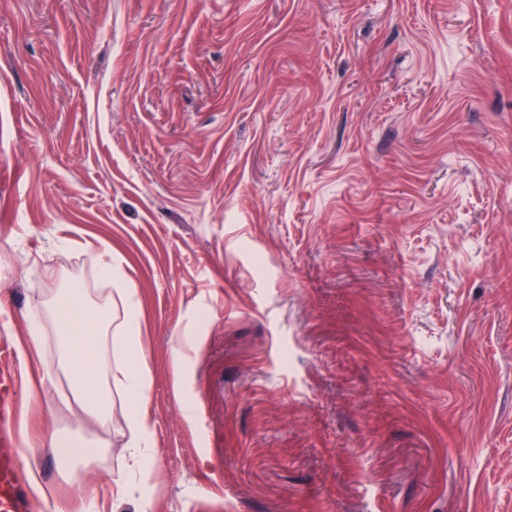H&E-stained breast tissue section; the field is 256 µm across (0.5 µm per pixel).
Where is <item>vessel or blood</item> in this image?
Returning a JSON list of instances; mask_svg holds the SVG:
<instances>
[{
  "label": "vessel or blood",
  "mask_w": 512,
  "mask_h": 512,
  "mask_svg": "<svg viewBox=\"0 0 512 512\" xmlns=\"http://www.w3.org/2000/svg\"><path fill=\"white\" fill-rule=\"evenodd\" d=\"M16 421L15 383L0 368V512H39L16 443Z\"/></svg>",
  "instance_id": "obj_1"
}]
</instances>
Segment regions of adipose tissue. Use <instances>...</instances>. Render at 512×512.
Segmentation results:
<instances>
[{
    "label": "adipose tissue",
    "mask_w": 512,
    "mask_h": 512,
    "mask_svg": "<svg viewBox=\"0 0 512 512\" xmlns=\"http://www.w3.org/2000/svg\"><path fill=\"white\" fill-rule=\"evenodd\" d=\"M100 281L114 287L117 298L92 300L80 281H71L53 304L51 319L59 335L67 340L65 366L72 383L76 414L103 430L112 428V393L121 391L128 406L120 434L132 449L138 468L151 467L149 426L140 407L147 394V376L142 368L139 301L129 288L109 248L96 256ZM115 364H106L108 354Z\"/></svg>",
    "instance_id": "1"
}]
</instances>
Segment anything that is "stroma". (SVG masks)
Returning a JSON list of instances; mask_svg holds the SVG:
<instances>
[{
	"mask_svg": "<svg viewBox=\"0 0 512 512\" xmlns=\"http://www.w3.org/2000/svg\"><path fill=\"white\" fill-rule=\"evenodd\" d=\"M105 247L145 475L24 347ZM2 340L48 512H512V0H0ZM49 447L56 457L67 463L68 472L72 475L81 474L99 455V448L97 447L58 437L51 440Z\"/></svg>",
	"mask_w": 512,
	"mask_h": 512,
	"instance_id": "1",
	"label": "stroma"
}]
</instances>
